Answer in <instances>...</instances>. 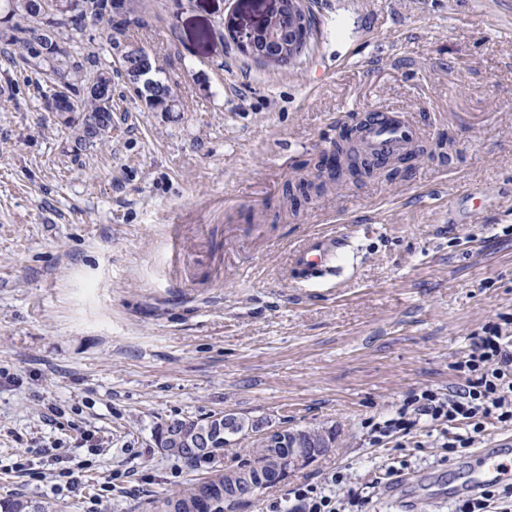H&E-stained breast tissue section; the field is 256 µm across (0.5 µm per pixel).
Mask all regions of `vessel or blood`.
Wrapping results in <instances>:
<instances>
[{
    "label": "vessel or blood",
    "instance_id": "vessel-or-blood-1",
    "mask_svg": "<svg viewBox=\"0 0 512 512\" xmlns=\"http://www.w3.org/2000/svg\"><path fill=\"white\" fill-rule=\"evenodd\" d=\"M422 140V131L406 112L376 107L357 134L359 147L373 155L395 157L413 151ZM347 244L346 236L333 232L308 234L289 255L292 270L302 279L322 280L335 276L336 262ZM476 466L457 472V483L449 487L434 484L432 490L442 498L462 491L512 485V441L505 439L494 448L477 453Z\"/></svg>",
    "mask_w": 512,
    "mask_h": 512
}]
</instances>
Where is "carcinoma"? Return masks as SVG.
I'll return each mask as SVG.
<instances>
[{"instance_id":"1","label":"carcinoma","mask_w":512,"mask_h":512,"mask_svg":"<svg viewBox=\"0 0 512 512\" xmlns=\"http://www.w3.org/2000/svg\"><path fill=\"white\" fill-rule=\"evenodd\" d=\"M74 1L83 6L82 13L100 23H107V39L114 50L129 43L130 29L148 25L146 16L127 5V0H49L45 4L41 0H6V17L12 24L0 31V38L19 50L24 63L41 69L50 83L63 82L69 99L76 110L84 115L80 125L64 122V125L79 131L77 140H101L112 129V113L106 111L90 86L93 83L102 84L108 92H113L112 67L102 63L93 52L71 50L70 38L64 35L66 25L63 17L72 12ZM117 59L126 79L127 90L133 91L154 112L173 111L175 92L157 77L158 66L146 64L149 56L144 55L136 62L128 55H119ZM333 154L349 174L360 167L373 166L368 155L357 149L353 138L336 141ZM198 423L200 427L209 428L214 433L218 431L224 436L252 432L254 439L247 452L229 467L221 466L224 459L222 448L213 449L206 457L196 456L162 439L164 456L178 459L192 470L203 469L207 477L198 484L193 483L158 498L153 502L154 512H209L210 501H224V489L247 479L258 492H263L261 472L256 465L269 457L271 449L266 447L264 438L259 434L258 423L236 416L229 418L222 412L202 417ZM295 434L302 448H310L314 443L330 448L336 440V430L333 428L297 430ZM0 512H42V507L33 501L15 497L0 499Z\"/></svg>"}]
</instances>
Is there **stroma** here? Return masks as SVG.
Segmentation results:
<instances>
[{
    "mask_svg": "<svg viewBox=\"0 0 512 512\" xmlns=\"http://www.w3.org/2000/svg\"><path fill=\"white\" fill-rule=\"evenodd\" d=\"M267 4L142 0L149 24L129 39L157 55L175 106L113 96L102 142L46 112L39 70L0 43L1 499L151 512L194 477L159 453L160 428L222 411L336 430L240 512L339 467L377 482L369 512H448L380 476L393 458L410 475L457 460L424 428L417 447H368L363 423L456 383L474 332L512 314V0H303L312 35L283 68L220 31ZM375 103L423 131L410 175L331 184L278 217L286 182L314 180ZM330 228L352 237L340 274L301 280L290 247ZM63 467L79 487L53 488Z\"/></svg>",
    "mask_w": 512,
    "mask_h": 512,
    "instance_id": "35a3bbf8",
    "label": "stroma"
}]
</instances>
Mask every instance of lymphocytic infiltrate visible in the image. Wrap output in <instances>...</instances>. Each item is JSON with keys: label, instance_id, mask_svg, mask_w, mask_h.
Instances as JSON below:
<instances>
[{"label": "lymphocytic infiltrate", "instance_id": "obj_1", "mask_svg": "<svg viewBox=\"0 0 512 512\" xmlns=\"http://www.w3.org/2000/svg\"><path fill=\"white\" fill-rule=\"evenodd\" d=\"M459 377L448 389L425 388L410 393L389 413L364 423V440L372 447H403L420 426L431 427L449 454L458 455L489 427H512V317L483 325L456 361ZM363 488L332 495L320 484L306 482L289 488L284 502L271 512H365L371 501ZM451 512H512V487L486 488L457 499Z\"/></svg>", "mask_w": 512, "mask_h": 512}]
</instances>
